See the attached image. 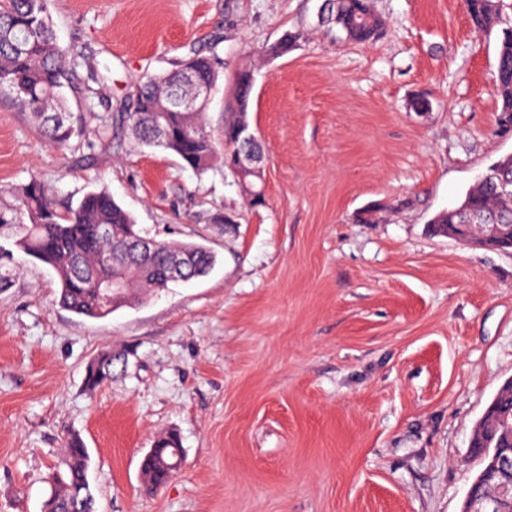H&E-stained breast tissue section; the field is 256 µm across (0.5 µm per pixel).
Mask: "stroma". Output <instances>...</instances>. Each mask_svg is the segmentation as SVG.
Instances as JSON below:
<instances>
[{
    "label": "stroma",
    "instance_id": "1",
    "mask_svg": "<svg viewBox=\"0 0 512 512\" xmlns=\"http://www.w3.org/2000/svg\"><path fill=\"white\" fill-rule=\"evenodd\" d=\"M322 2L51 0L61 44L104 80L72 102L66 151L0 100V512H41L71 433L96 512H461L472 429L512 379V254L428 225L512 153L499 40L463 0H374L382 33L353 44L319 26ZM288 29L305 39L264 56ZM209 46L216 138L235 70L254 71L260 207L222 165L196 174L119 117L142 76ZM33 177L68 206L106 190L144 234L216 264L104 319L64 310L53 271L17 249ZM105 349L112 379L87 392ZM169 433L181 465L146 492L141 459Z\"/></svg>",
    "mask_w": 512,
    "mask_h": 512
}]
</instances>
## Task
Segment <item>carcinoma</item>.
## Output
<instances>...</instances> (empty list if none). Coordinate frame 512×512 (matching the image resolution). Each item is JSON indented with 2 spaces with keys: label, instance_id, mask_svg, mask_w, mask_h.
Masks as SVG:
<instances>
[{
  "label": "carcinoma",
  "instance_id": "1",
  "mask_svg": "<svg viewBox=\"0 0 512 512\" xmlns=\"http://www.w3.org/2000/svg\"><path fill=\"white\" fill-rule=\"evenodd\" d=\"M473 27L497 33L496 89L501 100L498 127L512 130V0H463ZM321 22L336 35L356 44L376 39L382 20L371 0H325ZM305 39L301 30L285 31L267 49V55L287 54ZM80 62L91 79H100L94 59L60 44L50 19L49 0H0V98H7L34 122L37 132L53 147L66 148L74 132L77 115L69 99H86L95 94L88 84L74 85L68 79L67 61ZM223 75V62L211 51L196 52L181 60L169 73L142 78L126 99L127 111L120 113L135 137L143 144L177 156L184 167L205 173L216 162L226 163L231 152L242 145L229 138L218 141L203 121L211 97L196 96L199 86L214 91ZM253 71L238 70L234 77L235 112L224 122L232 130L238 113L248 111L253 90ZM196 98L193 115L187 116L173 97ZM512 183V161L500 159L464 194L459 205L438 212L431 220V231L447 235L458 224H498L512 239V194L502 192ZM21 204L28 211L31 225L17 242L27 257L53 270L59 284L58 305L77 315L106 318L136 298V293L163 291L161 276L169 269L171 257H182L181 281L209 273L215 253L198 242L157 240L144 255L130 243L141 236L134 217L115 202L105 190L86 193L76 207L60 208L53 194L39 180L23 188ZM122 256L125 274L124 294L106 302L96 285L112 278V265L100 260L104 254ZM112 350L102 352L86 368L84 386L93 392L112 379ZM512 417V379L497 391L476 422L469 447L473 458L486 466L484 447L512 448V436L503 434L501 417ZM176 435L168 434L154 442L142 471L149 474L148 489L154 490L171 478L176 462ZM89 452L84 441L72 434L65 439L61 461L50 477L51 491L42 512H94V496L88 482Z\"/></svg>",
  "mask_w": 512,
  "mask_h": 512
}]
</instances>
